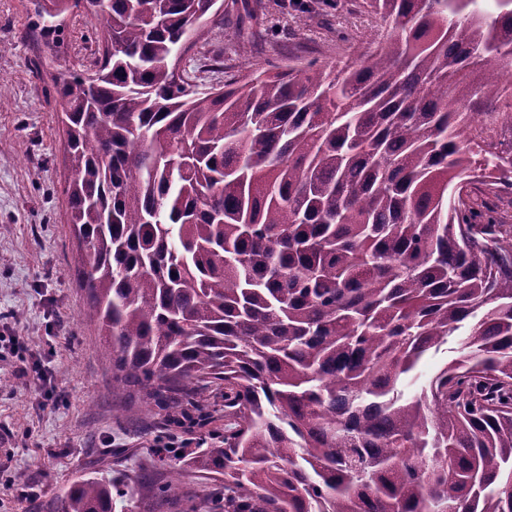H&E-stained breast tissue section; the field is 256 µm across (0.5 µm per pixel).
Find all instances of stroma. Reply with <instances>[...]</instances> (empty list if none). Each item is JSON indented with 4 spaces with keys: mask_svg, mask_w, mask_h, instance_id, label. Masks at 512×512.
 I'll return each instance as SVG.
<instances>
[{
    "mask_svg": "<svg viewBox=\"0 0 512 512\" xmlns=\"http://www.w3.org/2000/svg\"><path fill=\"white\" fill-rule=\"evenodd\" d=\"M255 23L233 0L201 27L181 70L206 88L289 57L333 65L378 41L386 26L353 0H257ZM34 0H0V512H46L81 478L118 482L149 474L157 448L200 447L224 430V400L211 395L210 427L166 426L138 395L112 396V369L84 317V255L67 224L68 176L52 78L82 71L101 33L82 9L69 13L54 48L36 26Z\"/></svg>",
    "mask_w": 512,
    "mask_h": 512,
    "instance_id": "stroma-1",
    "label": "stroma"
}]
</instances>
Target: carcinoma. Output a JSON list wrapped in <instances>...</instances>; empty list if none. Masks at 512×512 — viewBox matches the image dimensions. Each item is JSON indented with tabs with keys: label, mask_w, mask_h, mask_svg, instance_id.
<instances>
[{
	"label": "carcinoma",
	"mask_w": 512,
	"mask_h": 512,
	"mask_svg": "<svg viewBox=\"0 0 512 512\" xmlns=\"http://www.w3.org/2000/svg\"><path fill=\"white\" fill-rule=\"evenodd\" d=\"M43 2L50 43L77 0ZM106 2L95 84L53 78L85 316L112 394L182 427L217 391L227 421L157 462L222 476L213 512H512V145L486 137L512 121V0H361L392 30L334 77L311 60L217 93L169 64L213 0ZM180 491L87 477L47 512ZM469 330V323L457 332L459 336H450L448 342L443 344L438 351H431L428 353L417 365L416 369L411 372L405 379V393L411 395L416 391H420L422 386H425L428 381L434 376L445 364L449 363L452 359L457 357L454 348L457 347V342L463 335L467 334ZM412 384L406 386L407 383Z\"/></svg>",
	"instance_id": "obj_1"
}]
</instances>
